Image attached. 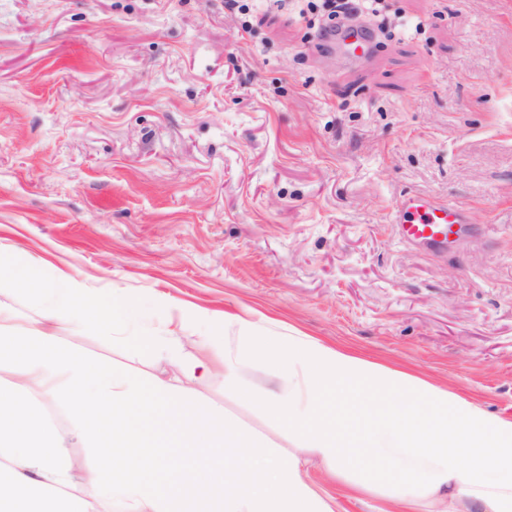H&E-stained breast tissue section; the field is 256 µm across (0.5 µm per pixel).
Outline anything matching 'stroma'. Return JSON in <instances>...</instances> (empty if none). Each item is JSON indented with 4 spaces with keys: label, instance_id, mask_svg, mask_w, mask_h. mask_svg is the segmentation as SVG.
<instances>
[{
    "label": "stroma",
    "instance_id": "35a3bbf8",
    "mask_svg": "<svg viewBox=\"0 0 512 512\" xmlns=\"http://www.w3.org/2000/svg\"><path fill=\"white\" fill-rule=\"evenodd\" d=\"M296 0L249 29L224 0H0V249L140 301L248 308L512 415V0H384L373 49H320ZM406 194L468 218L404 241ZM92 357L173 371L107 327ZM245 363L198 385L204 410L294 441ZM308 482L339 512H392Z\"/></svg>",
    "mask_w": 512,
    "mask_h": 512
}]
</instances>
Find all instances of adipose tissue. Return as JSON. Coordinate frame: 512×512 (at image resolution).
Returning <instances> with one entry per match:
<instances>
[{"instance_id": "ef3b65f1", "label": "adipose tissue", "mask_w": 512, "mask_h": 512, "mask_svg": "<svg viewBox=\"0 0 512 512\" xmlns=\"http://www.w3.org/2000/svg\"><path fill=\"white\" fill-rule=\"evenodd\" d=\"M41 301L43 322H19L0 304V512H335L307 481L318 462L335 480L358 463L384 474L398 505L430 512H512V417L372 363L297 330L264 331L248 313L223 319L170 304L164 332L133 342L180 373L151 380L84 355L95 322L132 324L138 305L63 275L47 279L31 258L0 251V285ZM71 327L70 339L52 324ZM237 345L215 354L222 331ZM192 338L197 354L184 351ZM275 379L265 411L305 446L259 464L253 440L230 417L205 412L198 381L222 367L235 382L246 360ZM356 399L342 402L344 392ZM63 403L91 460L74 472L44 411Z\"/></svg>"}]
</instances>
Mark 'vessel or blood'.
I'll list each match as a JSON object with an SVG mask.
<instances>
[{"label": "vessel or blood", "instance_id": "obj_1", "mask_svg": "<svg viewBox=\"0 0 512 512\" xmlns=\"http://www.w3.org/2000/svg\"><path fill=\"white\" fill-rule=\"evenodd\" d=\"M396 222L408 239L435 242L453 235L461 217L451 207L418 196H407L400 202Z\"/></svg>", "mask_w": 512, "mask_h": 512}]
</instances>
